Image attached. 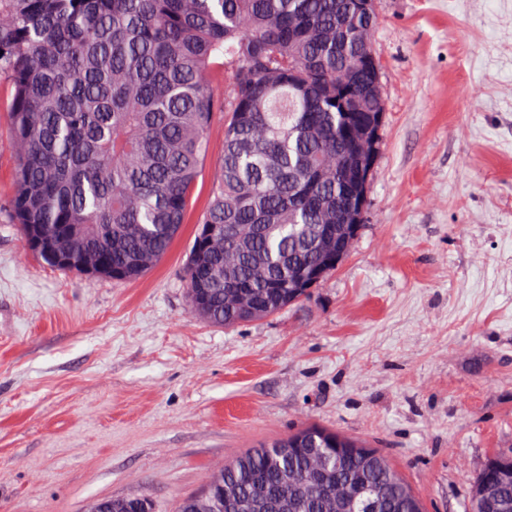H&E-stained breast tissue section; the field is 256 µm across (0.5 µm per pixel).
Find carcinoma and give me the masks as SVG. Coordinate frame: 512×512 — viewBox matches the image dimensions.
Returning a JSON list of instances; mask_svg holds the SVG:
<instances>
[{
  "mask_svg": "<svg viewBox=\"0 0 512 512\" xmlns=\"http://www.w3.org/2000/svg\"><path fill=\"white\" fill-rule=\"evenodd\" d=\"M351 0H0V76L16 163L9 210L27 248L49 266L135 281L172 248L209 153L215 113L224 150L197 217L185 266L191 312L233 327L297 303L325 278L361 225L343 224L315 250L328 207L354 204L336 175L343 110H380L359 62L377 16ZM224 91L214 93L216 83ZM308 426L252 448L214 471L224 512L245 499L275 502L295 476L292 512H424L376 450ZM509 461H489L474 487ZM149 503L110 498L92 512Z\"/></svg>",
  "mask_w": 512,
  "mask_h": 512,
  "instance_id": "carcinoma-1",
  "label": "carcinoma"
}]
</instances>
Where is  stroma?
Masks as SVG:
<instances>
[{"mask_svg": "<svg viewBox=\"0 0 512 512\" xmlns=\"http://www.w3.org/2000/svg\"><path fill=\"white\" fill-rule=\"evenodd\" d=\"M377 17L366 221L307 297L233 327L192 315L183 277L223 116L168 256L134 282L90 278L9 221L0 79V512H176L307 425L376 448L425 512H469L486 461L512 454V0H377ZM136 498H110L95 503L92 512H151V506L146 501L144 504L135 502ZM136 508L146 510L136 511Z\"/></svg>", "mask_w": 512, "mask_h": 512, "instance_id": "stroma-1", "label": "stroma"}]
</instances>
